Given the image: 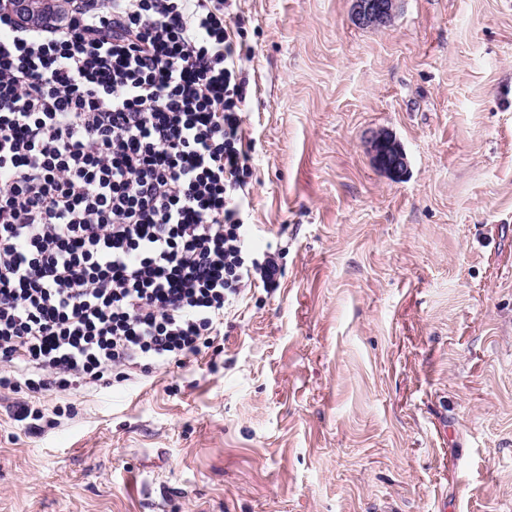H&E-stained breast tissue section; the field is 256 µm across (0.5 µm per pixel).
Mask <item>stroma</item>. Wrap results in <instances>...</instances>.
Here are the masks:
<instances>
[{
	"label": "stroma",
	"instance_id": "obj_1",
	"mask_svg": "<svg viewBox=\"0 0 512 512\" xmlns=\"http://www.w3.org/2000/svg\"><path fill=\"white\" fill-rule=\"evenodd\" d=\"M274 254L189 366L0 394V512H512V0H231ZM380 133L404 149L396 180ZM356 18L362 25H382L388 21L396 0H355ZM372 153L375 164L393 178L398 179L406 173L407 157L390 136H377L372 143Z\"/></svg>",
	"mask_w": 512,
	"mask_h": 512
}]
</instances>
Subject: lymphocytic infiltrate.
<instances>
[{"mask_svg":"<svg viewBox=\"0 0 512 512\" xmlns=\"http://www.w3.org/2000/svg\"><path fill=\"white\" fill-rule=\"evenodd\" d=\"M227 2L0 10V390L30 431L45 393L186 366L276 283L237 195L251 50Z\"/></svg>","mask_w":512,"mask_h":512,"instance_id":"f902f5d3","label":"lymphocytic infiltrate"}]
</instances>
